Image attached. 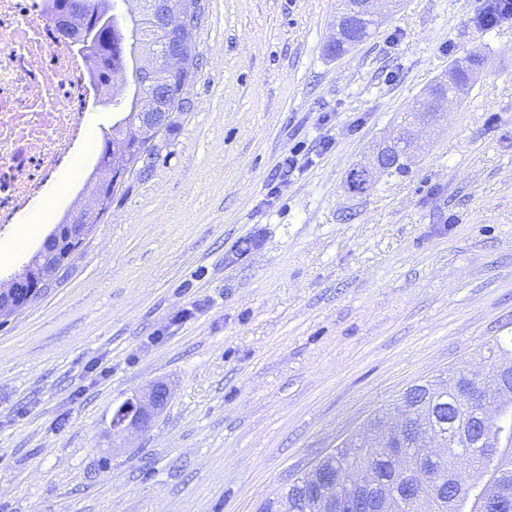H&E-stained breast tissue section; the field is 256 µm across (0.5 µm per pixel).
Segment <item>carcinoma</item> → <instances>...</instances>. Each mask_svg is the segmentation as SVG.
<instances>
[{
  "mask_svg": "<svg viewBox=\"0 0 512 512\" xmlns=\"http://www.w3.org/2000/svg\"><path fill=\"white\" fill-rule=\"evenodd\" d=\"M45 15L61 20L74 33L91 31L94 39L85 48L90 74L103 90L102 100L117 108L126 105L123 116L104 132L98 161L90 178L93 190H104L113 199L131 173L128 159L111 151L117 142L143 156H153L156 144L149 143L130 117L132 109L162 112L159 133L166 137L174 125L171 114L183 112L186 105L174 100L153 103L142 98L138 73L132 83L119 88L113 74L130 67L139 57V73L160 72L159 57L140 43L148 18L129 12L118 18L114 0H42ZM185 61L187 72L196 76L198 53L188 38ZM455 80L469 86L483 66L476 55L454 63ZM439 114L428 109L426 95L401 117L400 134L418 125L432 124ZM367 172L356 166L346 179L349 192L364 194L373 186ZM67 219L54 225L47 235L57 251L69 249L65 233ZM489 356L485 375L479 384L471 383L473 372L466 365L453 370L448 382L427 380L410 387L403 400L377 411L370 419V432L336 448L320 460L335 483L318 491L314 477L304 472L289 484L288 512H512V405L502 404L500 392L512 390V336L495 339L486 346ZM462 384L471 398L460 399L454 389ZM432 434L466 465L463 472L448 473V464L433 461L427 449L415 447L420 432Z\"/></svg>",
  "mask_w": 512,
  "mask_h": 512,
  "instance_id": "cac0c4a2",
  "label": "carcinoma"
}]
</instances>
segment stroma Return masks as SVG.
Instances as JSON below:
<instances>
[{
	"label": "stroma",
	"instance_id": "stroma-1",
	"mask_svg": "<svg viewBox=\"0 0 512 512\" xmlns=\"http://www.w3.org/2000/svg\"><path fill=\"white\" fill-rule=\"evenodd\" d=\"M204 4L189 110L68 278L0 328V512H260L408 387L512 336V19L403 0L334 57L339 0ZM472 52L409 172L349 193ZM155 384L148 428L113 433ZM455 80L458 84L470 86L483 66V59L476 55H467L454 63ZM430 90L438 93H446L453 89L448 87V85L439 83L438 81L429 86L421 95V98L416 102V105L405 111L403 117H401L400 132L397 138H400L401 135H405L414 130L417 125L433 124L438 120L440 115L436 112L430 111L427 106L426 93Z\"/></svg>",
	"mask_w": 512,
	"mask_h": 512
}]
</instances>
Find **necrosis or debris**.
<instances>
[{
    "label": "necrosis or debris",
    "mask_w": 512,
    "mask_h": 512,
    "mask_svg": "<svg viewBox=\"0 0 512 512\" xmlns=\"http://www.w3.org/2000/svg\"><path fill=\"white\" fill-rule=\"evenodd\" d=\"M96 99L85 58L61 46L41 0H0V227L75 153Z\"/></svg>",
    "instance_id": "4bbe7bcc"
}]
</instances>
